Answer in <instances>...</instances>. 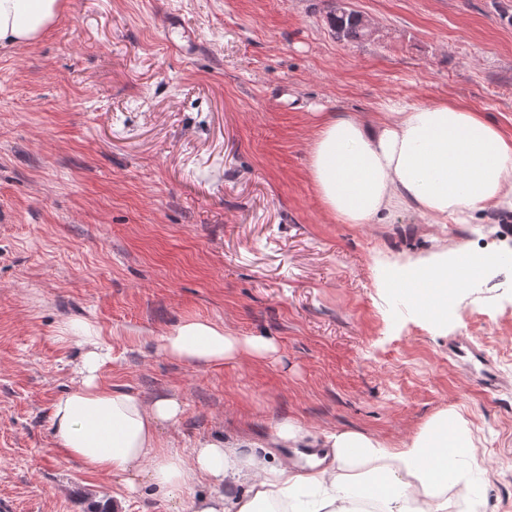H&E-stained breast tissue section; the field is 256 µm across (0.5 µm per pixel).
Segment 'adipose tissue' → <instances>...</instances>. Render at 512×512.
Wrapping results in <instances>:
<instances>
[{"label": "adipose tissue", "mask_w": 512, "mask_h": 512, "mask_svg": "<svg viewBox=\"0 0 512 512\" xmlns=\"http://www.w3.org/2000/svg\"><path fill=\"white\" fill-rule=\"evenodd\" d=\"M59 0H0V47L36 41L54 21ZM379 119L325 113L310 147L309 175L324 210L344 224H380L409 210L436 224H463L473 211H512V137L481 112L455 102L381 104ZM499 254L473 257L458 248L435 263L410 266L399 281L406 299L436 323L448 320V306L460 280L489 270ZM65 331L84 355L71 389L51 408L54 447L85 469L126 478L128 494L146 477L169 495L210 487L191 512H353L357 502L372 512H447V493L471 447L459 414L435 415L411 443L387 447L356 430H334L318 442L299 421H278L267 438L271 448L331 451L330 466L297 472L288 463L271 466L245 454L238 440L202 436L189 453L163 440L162 425L177 424L182 402L106 385L100 371L109 358L96 328L69 320ZM161 352L187 364L209 367L244 358L272 356L273 341L239 336L226 326L186 319L161 338ZM248 483L246 494L231 487Z\"/></svg>", "instance_id": "obj_1"}]
</instances>
